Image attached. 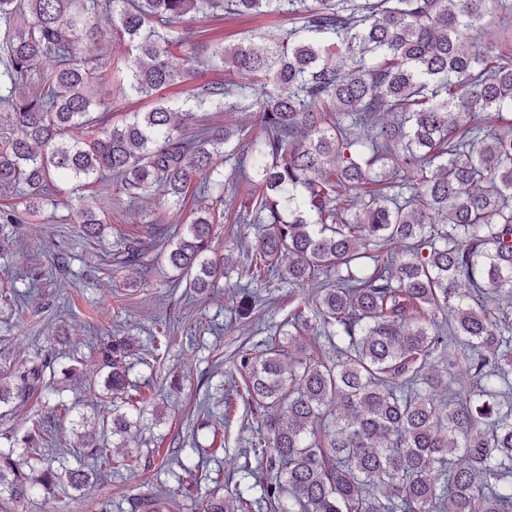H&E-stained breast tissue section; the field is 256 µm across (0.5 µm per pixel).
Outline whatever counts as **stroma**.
<instances>
[{
    "label": "stroma",
    "instance_id": "stroma-1",
    "mask_svg": "<svg viewBox=\"0 0 512 512\" xmlns=\"http://www.w3.org/2000/svg\"><path fill=\"white\" fill-rule=\"evenodd\" d=\"M287 18L265 19L207 16L197 27L202 47L231 43L287 28ZM96 196L107 216L99 238L86 239L71 214L80 195ZM83 194L65 190L57 204L45 205L37 215L21 214L19 223L6 225L17 248L0 251V289L23 294L18 305L0 301V366H21L37 353L54 351L55 385L41 398L13 400L0 414V450L22 458L21 443L28 420L48 413L57 401L70 406L68 415L55 418V449L36 459V467L75 465L72 447L79 440L74 427L79 416L114 407L127 413L128 434L105 439L112 451L111 477L86 489L56 487L54 498L35 495L18 504L0 494V512H131L132 498L158 487L174 490L169 512H201L206 495L228 496L235 488L254 487L257 478L238 469V454L253 438L260 420L247 399L225 397L240 352L277 335L279 325L298 300L279 279L248 283V259L242 247L254 243L256 226L244 223L246 189L225 207L213 239L215 256L231 255L234 264L217 287L200 294L180 282L155 238L151 224H171L173 216L188 218L198 194L188 190L173 200L155 196L129 203L111 183L85 188ZM135 245L139 266L122 264L117 242ZM251 284L259 301L250 318L235 312L238 285ZM115 333L131 338L133 355L128 379L139 409L122 401L106 404L103 375L96 361V341ZM167 338L156 363L140 358L150 350L151 338ZM85 364L86 374L64 379L62 371L73 358ZM142 460L130 471L122 461Z\"/></svg>",
    "mask_w": 512,
    "mask_h": 512
}]
</instances>
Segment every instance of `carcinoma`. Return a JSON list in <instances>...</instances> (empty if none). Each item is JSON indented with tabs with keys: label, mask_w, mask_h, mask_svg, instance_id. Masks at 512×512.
Here are the masks:
<instances>
[{
	"label": "carcinoma",
	"mask_w": 512,
	"mask_h": 512,
	"mask_svg": "<svg viewBox=\"0 0 512 512\" xmlns=\"http://www.w3.org/2000/svg\"><path fill=\"white\" fill-rule=\"evenodd\" d=\"M508 0H0V197L28 211L55 202L57 181L80 188L112 178L129 201L197 190L224 202L213 178L223 147L243 133L219 123L193 131L208 104L258 114L244 154L254 172L245 212L263 227L248 273L291 291L335 276L314 315L288 313V336L245 350L230 389L263 412L240 469L263 465L261 497L240 489L203 512H512V39L487 50ZM291 17L265 47L222 42L203 65L240 81L207 83L182 102L173 49L197 60L196 14ZM112 31L103 59L102 26ZM51 67L41 69L40 64ZM153 101L110 124L106 88ZM360 126L376 134L363 138ZM87 139L68 141L74 128ZM75 212L85 237L103 211ZM216 207L199 208L165 252L203 292L230 258L213 259ZM238 309H255L249 285ZM320 336H307L311 328ZM324 337L332 352L319 342ZM458 345L472 380L448 385L435 363ZM131 344L97 346L106 398L129 395ZM51 361L0 367V403L49 386ZM131 427L103 413L80 436L90 464L26 473L0 452V494L23 502L60 482L74 489L112 470L99 446ZM32 420L28 454L46 440ZM170 496L133 500L166 512Z\"/></svg>",
	"instance_id": "cac0c4a2"
}]
</instances>
